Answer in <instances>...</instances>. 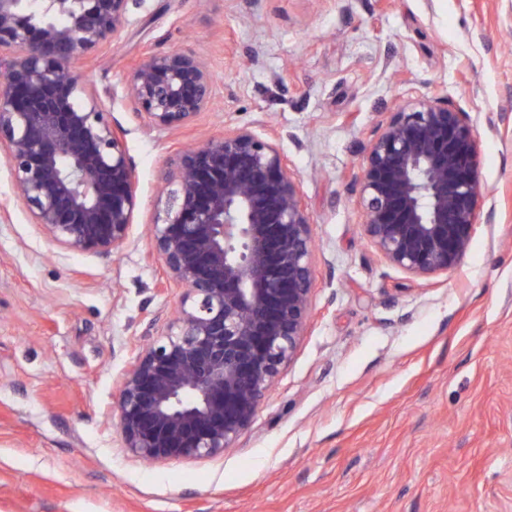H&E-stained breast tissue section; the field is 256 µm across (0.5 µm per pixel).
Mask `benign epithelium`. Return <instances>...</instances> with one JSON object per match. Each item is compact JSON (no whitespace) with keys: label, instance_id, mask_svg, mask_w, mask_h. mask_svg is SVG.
I'll use <instances>...</instances> for the list:
<instances>
[{"label":"benign epithelium","instance_id":"obj_1","mask_svg":"<svg viewBox=\"0 0 512 512\" xmlns=\"http://www.w3.org/2000/svg\"><path fill=\"white\" fill-rule=\"evenodd\" d=\"M128 0H0V148L16 200L73 252L118 254L137 206L123 134L74 61L121 37ZM193 52L152 53L127 96L145 125L178 129L212 108ZM468 113L402 102L364 147L363 235L415 279L466 256L487 187ZM165 218L151 224L163 287L185 290L163 338L139 347L117 402L124 448L148 462L210 459L252 425L311 318L315 243L298 176L249 127L172 155Z\"/></svg>","mask_w":512,"mask_h":512}]
</instances>
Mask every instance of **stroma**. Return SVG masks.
<instances>
[{"label":"stroma","instance_id":"35a3bbf8","mask_svg":"<svg viewBox=\"0 0 512 512\" xmlns=\"http://www.w3.org/2000/svg\"><path fill=\"white\" fill-rule=\"evenodd\" d=\"M177 50L213 71V106L149 128L128 76ZM78 70L112 103L138 207L119 255L69 251L0 156V512H512V0H131ZM435 96L469 113L488 194L460 267L427 281L367 244L356 180L388 109ZM243 126L300 179L313 322L233 447L144 463L106 413L183 294L150 244L159 175Z\"/></svg>","mask_w":512,"mask_h":512}]
</instances>
